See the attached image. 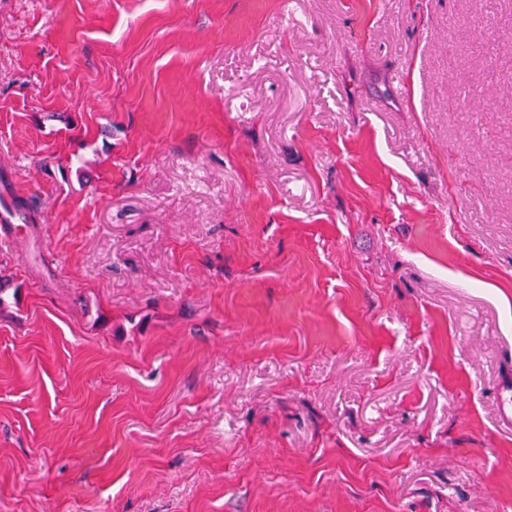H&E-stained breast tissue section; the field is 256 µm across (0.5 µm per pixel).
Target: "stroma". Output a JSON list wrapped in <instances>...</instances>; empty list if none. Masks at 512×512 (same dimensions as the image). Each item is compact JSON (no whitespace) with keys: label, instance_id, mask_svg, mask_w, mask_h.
Masks as SVG:
<instances>
[{"label":"stroma","instance_id":"obj_1","mask_svg":"<svg viewBox=\"0 0 512 512\" xmlns=\"http://www.w3.org/2000/svg\"><path fill=\"white\" fill-rule=\"evenodd\" d=\"M0 512H512V0H0ZM498 407V427L512 432V377H502L495 392Z\"/></svg>","mask_w":512,"mask_h":512}]
</instances>
